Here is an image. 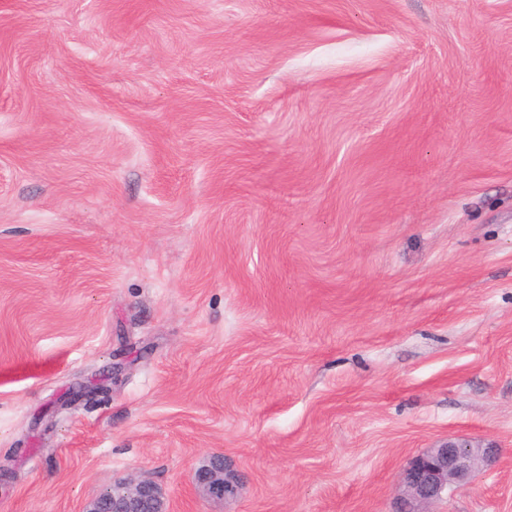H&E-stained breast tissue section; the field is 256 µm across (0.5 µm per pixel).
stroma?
Instances as JSON below:
<instances>
[{"label": "stroma", "mask_w": 512, "mask_h": 512, "mask_svg": "<svg viewBox=\"0 0 512 512\" xmlns=\"http://www.w3.org/2000/svg\"><path fill=\"white\" fill-rule=\"evenodd\" d=\"M457 437L512 512V0H0V512H395ZM238 483L236 476L224 467V458L218 453L210 455L207 464L196 473L198 491L212 500H225L233 496ZM112 503L102 494L92 499L83 512H171L162 490L148 478H130L112 485Z\"/></svg>", "instance_id": "35a3bbf8"}]
</instances>
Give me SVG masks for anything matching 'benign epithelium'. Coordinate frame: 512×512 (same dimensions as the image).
Wrapping results in <instances>:
<instances>
[{
	"mask_svg": "<svg viewBox=\"0 0 512 512\" xmlns=\"http://www.w3.org/2000/svg\"><path fill=\"white\" fill-rule=\"evenodd\" d=\"M496 449L467 440H448L416 455L400 477L396 512H430L428 507L453 486L465 485L494 458ZM198 491L212 500L234 495L238 479L224 467V458L210 455L196 473ZM83 512H171L162 490L148 478H130L112 485V502L92 499Z\"/></svg>",
	"mask_w": 512,
	"mask_h": 512,
	"instance_id": "obj_1",
	"label": "benign epithelium"
}]
</instances>
